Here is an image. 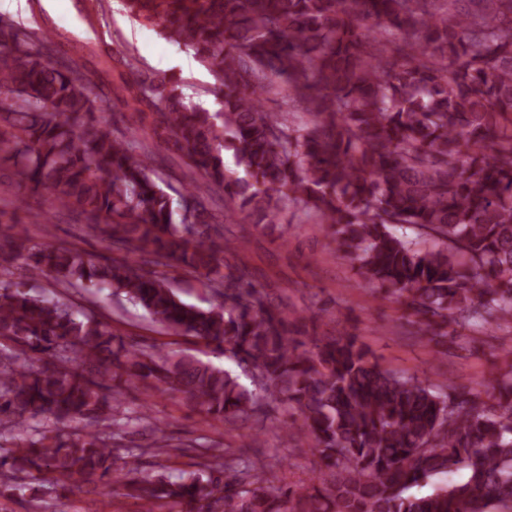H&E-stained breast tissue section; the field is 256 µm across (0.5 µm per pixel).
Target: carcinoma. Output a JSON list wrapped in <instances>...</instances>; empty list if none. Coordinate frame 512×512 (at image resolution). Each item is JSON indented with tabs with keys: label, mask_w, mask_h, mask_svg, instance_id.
<instances>
[{
	"label": "carcinoma",
	"mask_w": 512,
	"mask_h": 512,
	"mask_svg": "<svg viewBox=\"0 0 512 512\" xmlns=\"http://www.w3.org/2000/svg\"><path fill=\"white\" fill-rule=\"evenodd\" d=\"M193 51L212 111L140 72L130 49L87 59L0 17V172L109 230L121 258L0 238V497L31 506L112 483L136 512H512V350L487 397L383 366L354 334L311 335L229 258L226 225L324 224L360 277L406 301L415 335L512 325V0H124ZM273 95L279 110L265 109ZM140 114L113 137L97 118ZM178 153L170 194L152 143ZM224 196V223L206 200ZM29 277L107 289L175 335L230 354L247 387L184 352L127 346ZM219 298L183 302L168 272ZM183 394L234 422L276 403L302 420L327 476L272 490L264 466L196 446L195 469L119 474L117 388ZM464 472L461 481L430 483ZM105 117L111 124L115 134L129 135L130 128L138 123V113L123 104L116 103L105 111Z\"/></svg>",
	"instance_id": "cac0c4a2"
}]
</instances>
